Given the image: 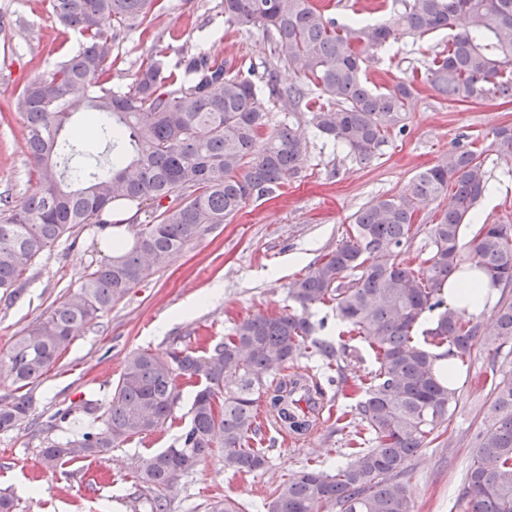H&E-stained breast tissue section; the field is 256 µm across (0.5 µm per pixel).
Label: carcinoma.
<instances>
[{
  "mask_svg": "<svg viewBox=\"0 0 512 512\" xmlns=\"http://www.w3.org/2000/svg\"><path fill=\"white\" fill-rule=\"evenodd\" d=\"M52 13L85 39L77 54L28 82L15 101L25 117V144L42 193L0 220V293L14 294L20 277L43 253L81 224H101L117 205L155 209L150 224L133 232L132 245L84 275L49 317L18 336L0 357V378L23 389L43 376L74 336L150 276L154 263L180 254L215 224L252 200L272 196L297 174L307 151L304 131L270 127L268 104L291 115L308 114L316 133L359 163L381 154L388 135L403 131L418 77L380 91L362 72L364 57L402 33L424 38L451 31L448 54L424 67V81L451 103L481 104L512 97V0H392L374 24L339 23L314 0H222L224 23L261 27L273 53L259 81L254 69L228 76L206 58H184L188 84L174 87L154 57L144 60L128 90L110 85L112 42L161 9V0H50ZM294 72L282 87L277 70ZM91 112L89 132L108 159L86 161L64 133L73 112ZM497 158L512 162V126L492 131ZM262 150H256L259 140ZM454 187V201L428 227L431 246L419 261L400 258L413 236L420 206ZM488 189L481 154L449 152L419 172L406 189L375 199L352 216V234L289 288L296 309L256 314L233 325L207 350H137L127 358L104 411L83 403L92 417L73 439L42 450L55 471L112 447L154 433L175 420L176 388L196 386L187 425L175 444L141 460L137 488L154 492L151 512H170L164 491L176 478L223 449L224 469L252 473L268 463L254 447L258 407L271 427L299 437L321 419L325 391L317 376L290 371L309 347L342 361L314 338L305 316L330 304L349 333L363 338L378 364L352 419L368 432L371 448H353L331 474L304 466L279 484L267 512H411L402 476L420 448L458 405L457 388L440 376L437 349L449 346L463 361L479 346L498 353L512 341V301L498 300L496 326L480 332L474 315L439 297L455 270L484 271L512 288V224L465 219ZM437 312L434 326L416 327ZM489 424L463 477L456 512H512V374L490 368ZM31 400L21 394L0 404V432L21 424ZM207 512H243L236 501L215 498Z\"/></svg>",
  "mask_w": 512,
  "mask_h": 512,
  "instance_id": "obj_1",
  "label": "carcinoma"
}]
</instances>
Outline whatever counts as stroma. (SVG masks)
<instances>
[{"mask_svg":"<svg viewBox=\"0 0 512 512\" xmlns=\"http://www.w3.org/2000/svg\"><path fill=\"white\" fill-rule=\"evenodd\" d=\"M220 3L163 0L161 11L113 43L112 53L119 58L112 70L113 88L127 89L141 62L155 52L168 74H181V60L188 53L225 64L232 74L249 62L263 73L271 57L266 35L259 28L225 25ZM82 44L76 32L58 22L46 0H0V214L22 206L40 189L23 139L25 119L13 103L26 83L77 53ZM447 48L444 32L420 40L402 35L368 56L366 75L377 87H388ZM417 88L407 105L404 131L389 136L380 156L356 163L345 150L305 128L306 160L281 196L248 203L179 255L160 260L150 278L77 333L49 371L28 386V419L0 432V453L7 457L0 468V495L13 499V512H150L146 500L134 496L135 471L143 457L174 444L188 420L193 385L179 383L173 425L120 444L104 459L51 474L42 466L43 448L82 431L89 418L78 412V405L87 399L106 404L131 352L161 354L184 344L210 348L237 321L287 310L290 283L335 249L356 211L401 193L416 173L449 151L473 149L485 159L490 190L471 223L512 222V166L497 159L490 147L493 129L512 124V98L464 109L443 103L430 84L421 82ZM110 258L94 224L77 227L44 252L23 275L16 298L0 296V354L34 322L47 318L86 273ZM214 287L219 290L215 296L210 293ZM203 294L207 302L190 309V302ZM493 367L512 371V342L498 356L479 351L461 365L460 404L439 437L421 448L408 467L412 512H454L476 438L488 424L491 398L484 379ZM292 369L318 375L334 400L320 431L288 442L267 432L269 463L250 475L225 472L220 454H213L167 490L172 512H205L208 500L217 496L236 500L246 512H265L275 488L301 467L332 471L345 462L353 430L338 417L356 405L357 396H337L335 371L314 353L299 357ZM67 407L73 415L57 423V411Z\"/></svg>","mask_w":512,"mask_h":512,"instance_id":"obj_1","label":"stroma"}]
</instances>
